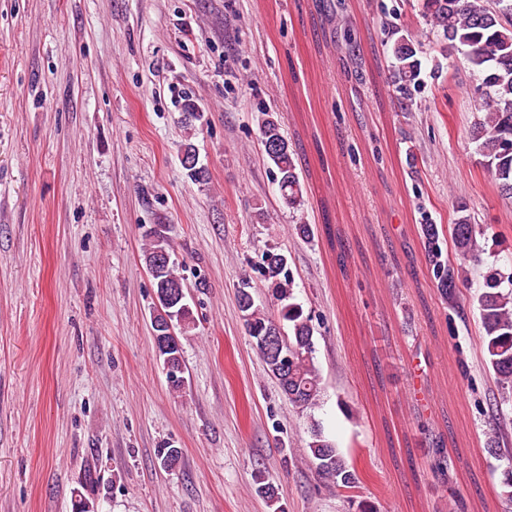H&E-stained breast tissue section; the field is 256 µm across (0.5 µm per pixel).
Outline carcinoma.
Instances as JSON below:
<instances>
[{
    "label": "carcinoma",
    "mask_w": 512,
    "mask_h": 512,
    "mask_svg": "<svg viewBox=\"0 0 512 512\" xmlns=\"http://www.w3.org/2000/svg\"><path fill=\"white\" fill-rule=\"evenodd\" d=\"M423 15L437 36L453 47L464 50L470 71L483 97L478 105L480 116L471 130L478 155L484 158L491 182L499 195L512 199V0H423ZM394 41L391 47V68L400 86L421 84L422 62L420 44L400 25H391ZM203 113L193 99H184L181 123L186 131L181 144L182 155L191 162L184 167L189 178L199 181L206 176L199 165L197 147L192 141ZM259 133L265 157L278 177L282 202L297 209L304 203L303 187L292 147L281 132V124L272 112L261 110ZM450 237L455 254L479 261L477 236L483 231L472 224L465 207L458 209ZM425 249L432 265L436 288L443 297L453 293L460 270L450 259L442 258L437 225H421ZM143 260L155 285V296L172 328L181 335L195 329V319L181 294L184 278L176 273V263L156 268L160 253L173 254L169 225L150 224L143 232ZM261 275L268 283L271 296L281 304L280 321H275L255 306L251 294L241 289L239 308L248 335L269 373L276 379L288 402L302 410L315 407L320 400V376L314 364L313 328L311 319L294 302V278L288 259L268 250L261 256ZM481 326V348L484 360L494 373L495 382L512 398V274L491 267L482 274L481 292L477 298ZM281 336V345L271 348L265 336ZM163 360L183 365L180 342L155 345ZM288 357V375L274 371L277 360ZM308 460L327 480L336 496L356 506V512H377L375 503L359 493L360 481L334 442L326 437L319 424L311 426ZM501 496L512 505V458L500 471Z\"/></svg>",
    "instance_id": "1"
}]
</instances>
